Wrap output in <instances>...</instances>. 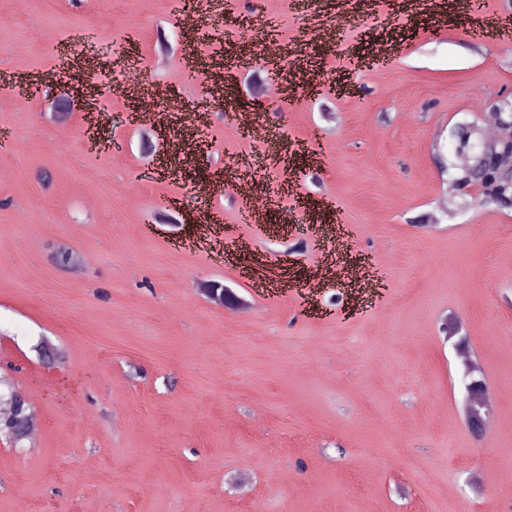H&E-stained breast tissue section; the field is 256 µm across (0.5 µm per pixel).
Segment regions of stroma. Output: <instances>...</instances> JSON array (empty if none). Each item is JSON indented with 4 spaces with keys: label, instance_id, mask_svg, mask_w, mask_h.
Listing matches in <instances>:
<instances>
[{
    "label": "stroma",
    "instance_id": "stroma-1",
    "mask_svg": "<svg viewBox=\"0 0 512 512\" xmlns=\"http://www.w3.org/2000/svg\"><path fill=\"white\" fill-rule=\"evenodd\" d=\"M282 0L288 99L255 95L238 67L262 35L178 23L172 0H23L0 18V80L133 51L151 65L193 41L198 79L148 82L196 109L212 58L226 118L197 130L207 151L161 133L170 173H152L147 129L124 121L117 78L93 75L88 111L51 119L55 85L0 89V378L39 430L0 443V512H512V208L458 192L463 129L512 100V42L475 46L471 16L426 0ZM356 23L319 38L337 13ZM388 66L357 63L370 35ZM261 115L273 138H240L229 116ZM108 117L93 151L87 112ZM80 164H71V157ZM271 208L268 230L231 200L238 169ZM259 257L243 271L238 249ZM368 258L381 287L359 300L323 257ZM247 301L226 312L197 288ZM457 319L493 411L475 437L463 364L440 330Z\"/></svg>",
    "mask_w": 512,
    "mask_h": 512
}]
</instances>
